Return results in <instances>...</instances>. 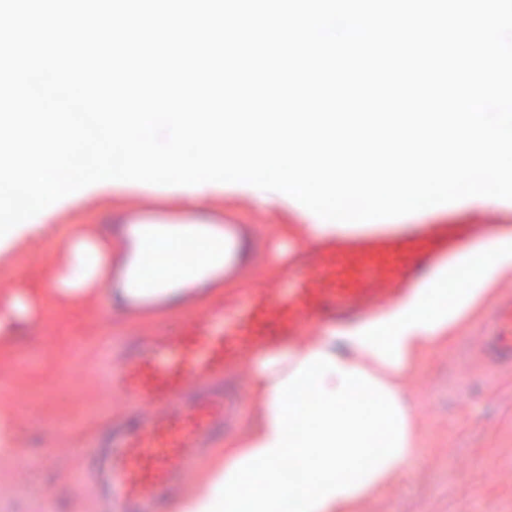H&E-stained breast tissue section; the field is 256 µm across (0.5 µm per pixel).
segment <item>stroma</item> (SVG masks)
<instances>
[{
    "label": "stroma",
    "instance_id": "1",
    "mask_svg": "<svg viewBox=\"0 0 512 512\" xmlns=\"http://www.w3.org/2000/svg\"><path fill=\"white\" fill-rule=\"evenodd\" d=\"M182 212L194 219L232 213L250 224H306L310 212L290 197L271 204L232 184L217 183L209 198L194 203L172 187L140 182L112 184L103 206L80 190L38 214L47 233L21 240L9 263L0 262V292L33 286L34 260H48L73 226L94 230L110 223V208ZM208 303L163 311L137 322L116 320L109 294L89 314L47 310L39 331L20 339L10 360L0 361V415L14 420V453L0 456V512H96L78 487L82 455L106 420L122 414L126 399L106 395L102 355L111 337L130 342L186 319L208 320ZM493 306L461 325L450 345L426 356L405 383L421 437V459L396 483L357 503L354 512H512V368L489 366L478 336Z\"/></svg>",
    "mask_w": 512,
    "mask_h": 512
}]
</instances>
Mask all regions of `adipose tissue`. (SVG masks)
I'll list each match as a JSON object with an SVG mask.
<instances>
[{
  "label": "adipose tissue",
  "mask_w": 512,
  "mask_h": 512,
  "mask_svg": "<svg viewBox=\"0 0 512 512\" xmlns=\"http://www.w3.org/2000/svg\"><path fill=\"white\" fill-rule=\"evenodd\" d=\"M452 122L461 146L450 162L467 175L457 188L469 208L489 213L500 196L477 187L475 176L512 156V138H472L480 122L468 112L453 113ZM112 238L108 224L74 230L35 270L37 287L0 295V353L35 333L46 308L89 309L107 287L103 253ZM458 262L475 272L466 287L449 289L446 270L429 271L421 288L376 319L246 355L251 421L204 465L175 512H353L418 461L405 379L493 285L512 279V240L472 241Z\"/></svg>",
  "instance_id": "ef3b65f1"
}]
</instances>
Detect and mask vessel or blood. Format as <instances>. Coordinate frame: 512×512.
<instances>
[{
    "instance_id": "1",
    "label": "vessel or blood",
    "mask_w": 512,
    "mask_h": 512,
    "mask_svg": "<svg viewBox=\"0 0 512 512\" xmlns=\"http://www.w3.org/2000/svg\"><path fill=\"white\" fill-rule=\"evenodd\" d=\"M482 224H423L412 233L372 229L319 242L300 253L285 249L260 225L225 220L194 224L181 213L139 211L124 219L121 241L143 238L178 251L203 249L216 260L202 273H173L155 260L152 272L129 276L112 270V285L130 292L132 317L167 304L166 289L192 304L198 288L224 281V296L210 319L153 334L105 356L108 392L124 394L128 416L102 434L87 453L82 484L97 498L99 512H160L176 498L215 441L245 414L228 372L253 351L295 342L324 322L364 319L398 302L411 289L424 259L458 251ZM312 264L291 293L254 289L242 299L235 285L257 268L278 269L288 278L298 263ZM485 360L512 367V299L502 301L481 336Z\"/></svg>"
}]
</instances>
